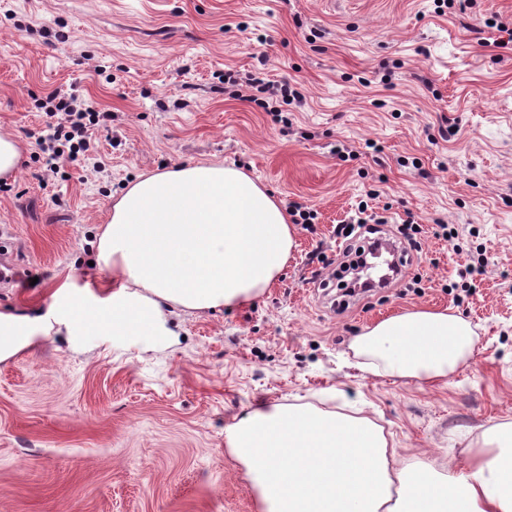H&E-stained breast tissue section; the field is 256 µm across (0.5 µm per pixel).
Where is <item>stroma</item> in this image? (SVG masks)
<instances>
[{
    "instance_id": "stroma-1",
    "label": "stroma",
    "mask_w": 512,
    "mask_h": 512,
    "mask_svg": "<svg viewBox=\"0 0 512 512\" xmlns=\"http://www.w3.org/2000/svg\"><path fill=\"white\" fill-rule=\"evenodd\" d=\"M512 0H0V132L24 158L0 181L17 245L0 309L85 288L97 236L139 177L196 162L242 169L281 205L313 208L279 278L252 303L176 311L175 343L86 338L0 363V512H260L229 426L257 405L348 404L399 461L458 471L512 424ZM290 81L280 118L232 98L226 74ZM72 93L111 112L82 163L45 172L40 105ZM382 231L422 233L405 281L334 307L336 225L359 204ZM457 238L438 236L439 225ZM484 275L451 290L477 253ZM470 321L473 352L421 384L346 362L353 336L415 310Z\"/></svg>"
}]
</instances>
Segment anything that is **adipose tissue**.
<instances>
[{
  "mask_svg": "<svg viewBox=\"0 0 512 512\" xmlns=\"http://www.w3.org/2000/svg\"><path fill=\"white\" fill-rule=\"evenodd\" d=\"M294 233L284 209L241 170L197 163L144 176L112 207L98 241L95 288L62 287L30 314L0 311V362L65 340L153 336L173 342L175 310L258 299L284 269ZM475 342L468 321L419 310L353 338L362 370L423 383L453 373ZM261 512H512V426L485 430L459 474L399 465L367 418L259 406L226 433Z\"/></svg>",
  "mask_w": 512,
  "mask_h": 512,
  "instance_id": "1",
  "label": "adipose tissue"
}]
</instances>
